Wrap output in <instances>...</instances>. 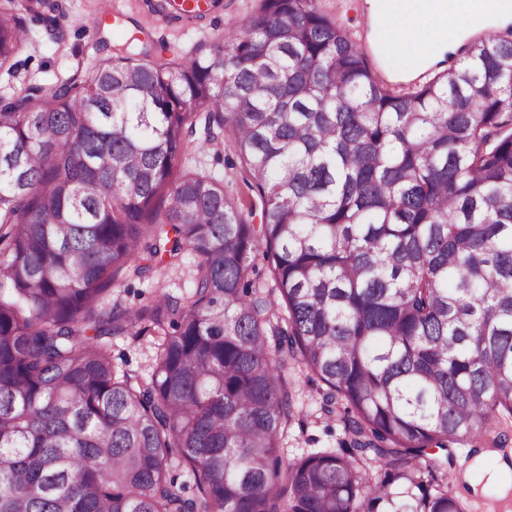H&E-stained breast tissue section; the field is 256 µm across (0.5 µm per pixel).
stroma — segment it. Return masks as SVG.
<instances>
[{
	"label": "stroma",
	"mask_w": 512,
	"mask_h": 512,
	"mask_svg": "<svg viewBox=\"0 0 512 512\" xmlns=\"http://www.w3.org/2000/svg\"><path fill=\"white\" fill-rule=\"evenodd\" d=\"M101 0H58L60 39H52L37 24H29V42L16 58L14 73L0 71V95L20 93L24 87L37 83L51 88L64 80L99 37H106L111 45H119L130 33L137 32L167 45L170 54L183 57L201 45L220 41L226 28L242 26L257 5V0H220L209 18L181 23L170 27L154 25L145 14L140 0H119L120 26H108L104 31L92 28V21L100 13ZM223 144L200 150L188 146L181 155L178 170L205 169L223 176L226 191L240 198L248 192L242 186L235 170L224 162ZM166 287L175 294L190 290V268L181 266L165 270L152 277L127 278L122 285L106 291V303H119L127 308L146 304L158 287ZM112 361L117 368L129 369L141 375L150 374L156 359L155 339L114 336L110 339ZM293 417L281 441V453L290 460L308 452L337 447L343 436L339 417H326L320 413L317 389L320 381L306 372L292 371Z\"/></svg>",
	"instance_id": "35a3bbf8"
}]
</instances>
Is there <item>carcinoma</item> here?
<instances>
[{
    "label": "carcinoma",
    "mask_w": 512,
    "mask_h": 512,
    "mask_svg": "<svg viewBox=\"0 0 512 512\" xmlns=\"http://www.w3.org/2000/svg\"><path fill=\"white\" fill-rule=\"evenodd\" d=\"M57 10L0 0V70ZM165 50L0 96V512H468L448 447L512 418V27L415 83L320 0ZM200 120L249 208L175 174ZM186 255L187 295L103 301ZM148 332L150 376L117 369ZM292 361L345 440L286 461ZM108 341L112 361L118 369H129L143 376L150 374L156 359L155 336H114Z\"/></svg>",
    "instance_id": "carcinoma-1"
}]
</instances>
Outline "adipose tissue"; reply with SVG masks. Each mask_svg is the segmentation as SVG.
<instances>
[{
    "label": "adipose tissue",
    "instance_id": "ef3b65f1",
    "mask_svg": "<svg viewBox=\"0 0 512 512\" xmlns=\"http://www.w3.org/2000/svg\"><path fill=\"white\" fill-rule=\"evenodd\" d=\"M512 23V0H419L417 8L401 10L383 25L391 50L411 69L422 70L444 59L464 33L483 24Z\"/></svg>",
    "mask_w": 512,
    "mask_h": 512
}]
</instances>
